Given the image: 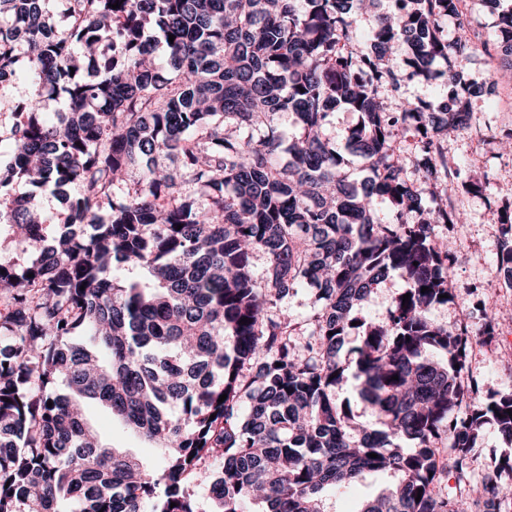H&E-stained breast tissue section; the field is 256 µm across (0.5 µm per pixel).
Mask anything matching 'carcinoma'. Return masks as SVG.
I'll list each match as a JSON object with an SVG mask.
<instances>
[{
  "mask_svg": "<svg viewBox=\"0 0 512 512\" xmlns=\"http://www.w3.org/2000/svg\"><path fill=\"white\" fill-rule=\"evenodd\" d=\"M62 2L58 29L44 0H0V87L22 75L32 86L0 163V226L36 246L21 267L0 261V512H58L60 498L72 512H199L187 482L212 458L213 512H251L256 498L261 512H322L324 491L378 471L398 483L357 512H501L512 488L487 482L480 500L465 477L486 423L512 442V395L460 416L478 392L461 381L470 336L429 318L451 294L435 227L463 217L448 194L424 193L449 174L444 134L469 127L470 98L498 84L471 81L469 42L440 26L465 28L462 0H392L364 30V0ZM485 2L512 57V0ZM155 31L166 57L148 64ZM396 42L414 76L448 64L455 108L387 104ZM59 88L67 107L48 120ZM343 106L358 114L348 142L361 180L324 135ZM282 112L295 117L290 137ZM408 128L411 179L392 140ZM21 182L33 191L13 193ZM186 183L205 208L181 195ZM47 190L67 204L53 228L37 217ZM500 224L512 286L511 211ZM392 273L408 288L385 320H363ZM300 288L317 303L303 328L281 309ZM350 375L374 427L336 402ZM89 402L162 449V467L102 444ZM451 473L454 496L440 489Z\"/></svg>",
  "mask_w": 512,
  "mask_h": 512,
  "instance_id": "1",
  "label": "carcinoma"
}]
</instances>
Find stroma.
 I'll list each match as a JSON object with an SVG mask.
<instances>
[{"label":"stroma","mask_w":512,"mask_h":512,"mask_svg":"<svg viewBox=\"0 0 512 512\" xmlns=\"http://www.w3.org/2000/svg\"><path fill=\"white\" fill-rule=\"evenodd\" d=\"M462 9L469 20L466 31L473 44L468 64L472 79H488L499 68L502 53L497 43L496 17L485 0H464ZM472 119L467 129L448 138V160L461 171L460 179L441 180L437 188L448 191L457 209L467 213L469 221L461 235H454L447 225H439L440 239L451 241L456 261L448 286L452 298L434 306L429 316L439 325L465 327L471 343L464 382L476 383L482 403L512 393V288L506 287L498 261L500 215L512 210V151L500 145L512 132V77L499 78L497 93L490 98H476L471 103ZM489 180L485 192L468 189L465 179ZM498 313L496 335L484 341L481 332L485 317ZM86 415L104 444L124 449L153 468H160L159 449L139 438L105 408L89 404ZM512 457V445L506 443L493 424H485L471 456L469 478L474 485L487 479L512 485V472L499 469L503 457ZM393 473L371 474L350 488L330 491L322 498L324 512H358L361 503L392 488Z\"/></svg>","instance_id":"1"}]
</instances>
